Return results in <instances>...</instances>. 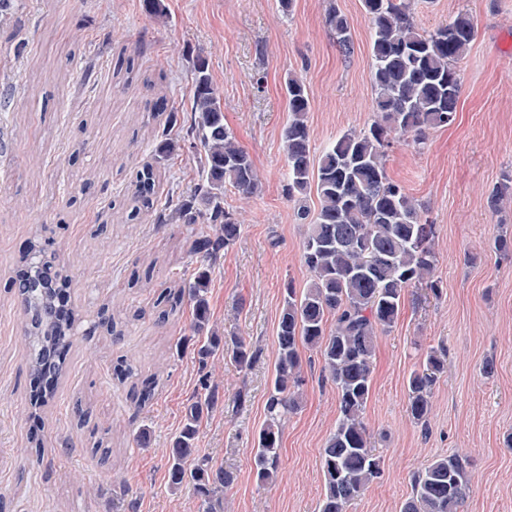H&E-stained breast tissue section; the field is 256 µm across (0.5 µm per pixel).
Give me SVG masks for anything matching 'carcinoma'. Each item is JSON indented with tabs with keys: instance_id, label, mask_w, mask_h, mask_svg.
Returning <instances> with one entry per match:
<instances>
[{
	"instance_id": "carcinoma-1",
	"label": "carcinoma",
	"mask_w": 512,
	"mask_h": 512,
	"mask_svg": "<svg viewBox=\"0 0 512 512\" xmlns=\"http://www.w3.org/2000/svg\"><path fill=\"white\" fill-rule=\"evenodd\" d=\"M363 5L371 29L369 80L376 113L370 124L336 136L314 155L307 122L308 90L297 75L285 80L288 198L313 191L319 207L303 242L302 258L310 281L300 292L286 288L279 314L277 362L266 404L267 421L257 436L254 474L257 483L264 485L276 471L282 425L299 406V345L304 344L320 353L338 400L336 424L320 455L324 493L318 512H346L348 503L379 477L381 459L363 421L376 339L396 323L407 289L426 288L439 294V280L434 278L436 225L424 219L414 197L388 177L387 152L400 138L421 148L429 131L455 123L461 67L477 37V25L467 12L457 13L431 31L417 23L411 0H363ZM326 25L339 51L350 55L347 17L332 7ZM193 70L186 141L201 155V175L194 193L178 202L176 212L185 224L202 222L219 228L213 234L191 235L190 251L204 265L188 282L160 293L156 306L161 308L159 320L165 322L179 314L183 301H189L193 330L200 333L209 323V265L223 258L241 233L235 213L224 207V190L230 186L241 194H252L258 181L249 154L224 125V108L207 58L193 57ZM153 109L152 119L164 121L155 146L157 167L143 168L127 194L133 216L153 210L159 167L181 148L180 141L168 137L177 126L176 111L168 108L163 96ZM506 196L512 199L510 177L491 194L492 209L500 210ZM20 272L17 290L25 315L29 372L57 380L64 373L62 355L71 348L81 323L78 312L62 318L54 307V289L70 287L69 276L56 253L37 240L23 256ZM123 316L124 310L108 300L98 310V327L111 336ZM96 328H90L87 336ZM219 351L241 369L248 368L255 357L244 340L213 334L197 351L199 363L206 364ZM445 369V354L432 347L420 369L410 374L408 407L414 420L426 421L432 390ZM201 385L207 394L187 409L179 434L166 449L169 486L174 491L189 489L202 512H222L224 488L234 482V476L199 457L195 448L200 423L217 403L209 375H203ZM469 493L463 459L456 454L439 456L414 475L411 496L401 512H461Z\"/></svg>"
}]
</instances>
